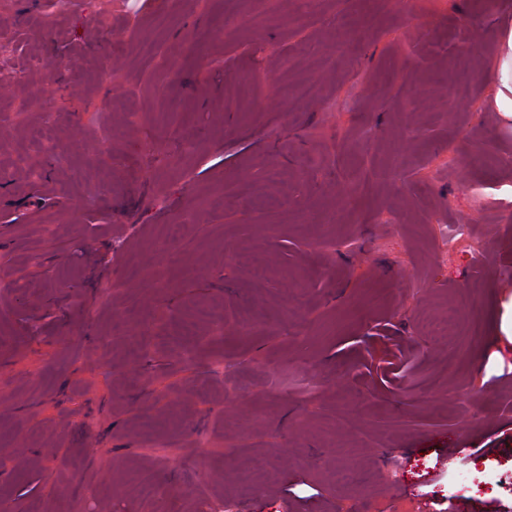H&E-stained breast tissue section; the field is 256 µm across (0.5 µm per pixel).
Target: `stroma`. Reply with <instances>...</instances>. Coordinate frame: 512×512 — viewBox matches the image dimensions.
<instances>
[{
	"mask_svg": "<svg viewBox=\"0 0 512 512\" xmlns=\"http://www.w3.org/2000/svg\"><path fill=\"white\" fill-rule=\"evenodd\" d=\"M479 3L0 0V503L512 512V0ZM493 81L496 89L494 105L505 118L512 119V27L505 24L498 32Z\"/></svg>",
	"mask_w": 512,
	"mask_h": 512,
	"instance_id": "1",
	"label": "stroma"
}]
</instances>
